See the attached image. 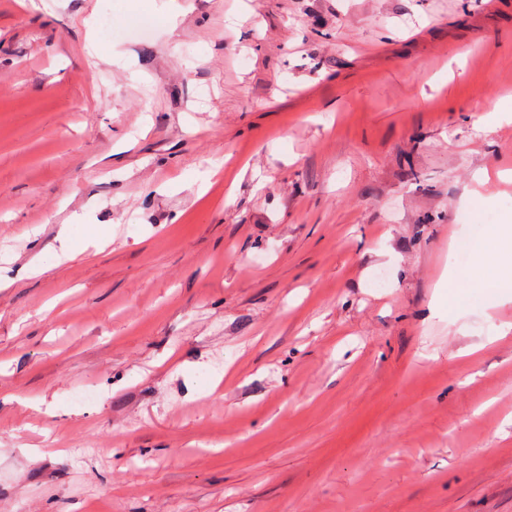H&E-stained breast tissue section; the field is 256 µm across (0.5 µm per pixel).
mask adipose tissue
<instances>
[{"mask_svg":"<svg viewBox=\"0 0 512 512\" xmlns=\"http://www.w3.org/2000/svg\"><path fill=\"white\" fill-rule=\"evenodd\" d=\"M512 268V227L501 229L479 250L469 282L471 287L484 289L493 301L512 300V277L506 269Z\"/></svg>","mask_w":512,"mask_h":512,"instance_id":"adipose-tissue-1","label":"adipose tissue"}]
</instances>
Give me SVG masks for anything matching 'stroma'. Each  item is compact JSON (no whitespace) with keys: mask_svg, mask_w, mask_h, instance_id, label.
I'll return each mask as SVG.
<instances>
[{"mask_svg":"<svg viewBox=\"0 0 512 512\" xmlns=\"http://www.w3.org/2000/svg\"><path fill=\"white\" fill-rule=\"evenodd\" d=\"M510 221L512 0H0V512H512ZM511 268L510 278L502 273ZM471 288H483L494 302L512 300V225L493 235L479 250L470 276Z\"/></svg>","mask_w":512,"mask_h":512,"instance_id":"35a3bbf8","label":"stroma"}]
</instances>
